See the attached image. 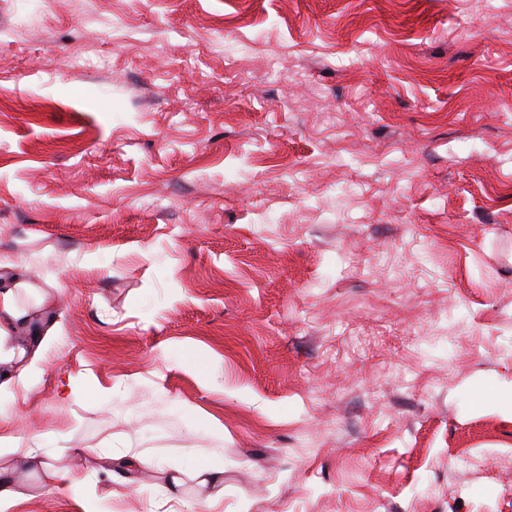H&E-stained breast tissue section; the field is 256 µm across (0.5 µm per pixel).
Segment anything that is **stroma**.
Here are the masks:
<instances>
[{
	"label": "stroma",
	"instance_id": "35a3bbf8",
	"mask_svg": "<svg viewBox=\"0 0 512 512\" xmlns=\"http://www.w3.org/2000/svg\"><path fill=\"white\" fill-rule=\"evenodd\" d=\"M0 259L20 512H512V0H0ZM0 269L10 272L12 287L0 290V364L10 361L17 355L16 348L2 351V342L10 336L14 324L21 323L28 327L33 322V315L23 308L18 301V291L25 286L23 276L20 273V265L13 261L0 260ZM11 454L21 457L33 469H39L48 473L49 490L52 492H63L76 484V479L71 471L63 468H56L44 461L36 452L35 448L29 446L23 448L19 444H13L11 448H0V455ZM123 466V473L120 474V478H117V482L122 485H132L139 481L140 472L142 468L141 454L134 448H126L125 451L118 457Z\"/></svg>",
	"mask_w": 512,
	"mask_h": 512
}]
</instances>
